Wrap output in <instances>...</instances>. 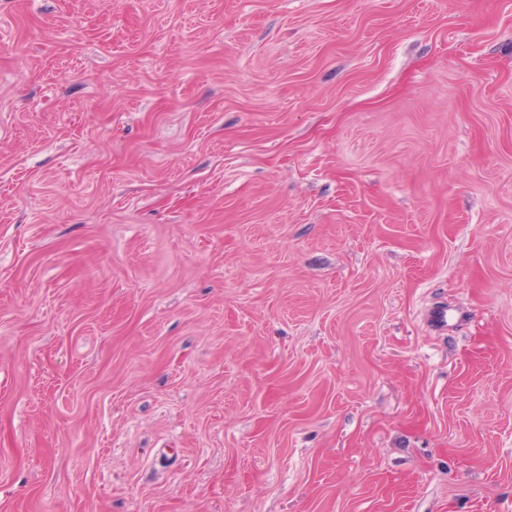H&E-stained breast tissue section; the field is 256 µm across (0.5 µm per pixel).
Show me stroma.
Returning a JSON list of instances; mask_svg holds the SVG:
<instances>
[{
  "label": "stroma",
  "instance_id": "obj_1",
  "mask_svg": "<svg viewBox=\"0 0 512 512\" xmlns=\"http://www.w3.org/2000/svg\"><path fill=\"white\" fill-rule=\"evenodd\" d=\"M0 512H512V0H0Z\"/></svg>",
  "mask_w": 512,
  "mask_h": 512
}]
</instances>
